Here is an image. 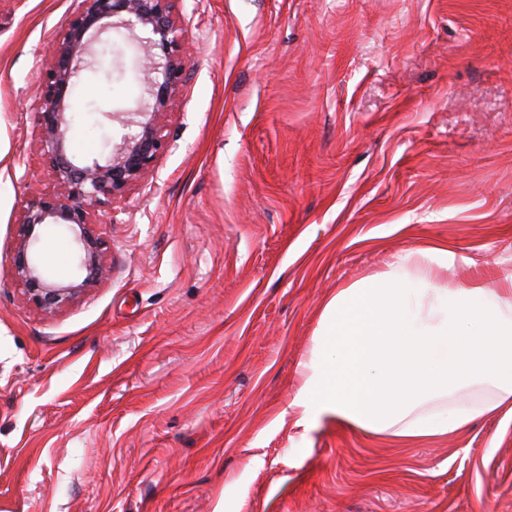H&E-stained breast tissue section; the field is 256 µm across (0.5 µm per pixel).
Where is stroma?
<instances>
[{
  "label": "stroma",
  "mask_w": 512,
  "mask_h": 512,
  "mask_svg": "<svg viewBox=\"0 0 512 512\" xmlns=\"http://www.w3.org/2000/svg\"><path fill=\"white\" fill-rule=\"evenodd\" d=\"M76 0H0V512H512V416L395 449L294 399L327 300L412 250L512 273V0H179L153 176L97 215L110 272L53 317L8 275L51 182L34 98ZM69 150L147 76L125 29ZM81 280L63 226L38 230Z\"/></svg>",
  "instance_id": "1"
}]
</instances>
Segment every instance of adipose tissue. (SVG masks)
Wrapping results in <instances>:
<instances>
[{
	"instance_id": "1",
	"label": "adipose tissue",
	"mask_w": 512,
	"mask_h": 512,
	"mask_svg": "<svg viewBox=\"0 0 512 512\" xmlns=\"http://www.w3.org/2000/svg\"><path fill=\"white\" fill-rule=\"evenodd\" d=\"M456 259L419 248L329 298L295 398L305 421L330 414L401 447L512 412V275L439 286Z\"/></svg>"
}]
</instances>
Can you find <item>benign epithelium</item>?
Returning <instances> with one entry per match:
<instances>
[{"label":"benign epithelium","instance_id":"obj_1","mask_svg":"<svg viewBox=\"0 0 512 512\" xmlns=\"http://www.w3.org/2000/svg\"><path fill=\"white\" fill-rule=\"evenodd\" d=\"M178 0H80V8L55 43L37 110V146L50 169L54 190L35 192L16 223L21 233L13 250L9 275L44 315L52 316L106 278L109 267L95 232L96 216L133 186L142 183L167 150L163 117L185 83L184 35L176 18ZM126 29L144 53L148 78L146 103L126 113L124 125L135 128L112 147L105 160L79 162L68 150L71 97L75 79L97 52L100 36ZM63 224L74 236L78 283L51 280L32 255L36 227Z\"/></svg>","mask_w":512,"mask_h":512}]
</instances>
